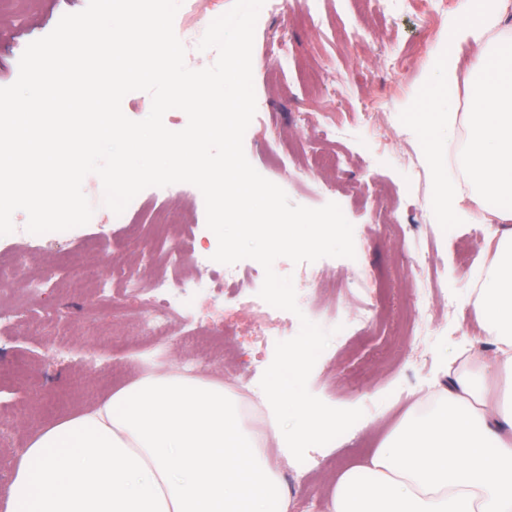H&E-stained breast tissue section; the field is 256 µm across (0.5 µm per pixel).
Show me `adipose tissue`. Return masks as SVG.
Wrapping results in <instances>:
<instances>
[{
  "mask_svg": "<svg viewBox=\"0 0 512 512\" xmlns=\"http://www.w3.org/2000/svg\"><path fill=\"white\" fill-rule=\"evenodd\" d=\"M501 0H463V23L429 66L454 101L458 43L486 42ZM473 66L472 110L449 112L447 136L466 120L463 203L444 178L441 206L458 224L491 216L496 246L470 305L494 351L448 364L436 407L408 410L374 452L338 476L327 512H512V36H499ZM503 375L491 391L487 378ZM259 435L223 382L178 368L141 376L96 404L30 435L15 464L6 512H290Z\"/></svg>",
  "mask_w": 512,
  "mask_h": 512,
  "instance_id": "obj_1",
  "label": "adipose tissue"
}]
</instances>
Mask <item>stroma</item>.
Segmentation results:
<instances>
[{
	"instance_id": "obj_1",
	"label": "stroma",
	"mask_w": 512,
	"mask_h": 512,
	"mask_svg": "<svg viewBox=\"0 0 512 512\" xmlns=\"http://www.w3.org/2000/svg\"><path fill=\"white\" fill-rule=\"evenodd\" d=\"M316 16L304 23L296 5L280 0L276 10L262 8L252 55L256 95L254 138L243 148L264 165L269 140H277L283 170L270 173L290 201L319 208L334 202L364 243V268L352 271L348 259L325 257L315 266L328 284L326 292L302 289L303 314L317 309L344 316L381 284L384 322L357 334L330 340L308 380L309 391L337 408L363 409V417L331 449L314 454L312 466L288 491L300 512H325L329 489L340 471L378 446L408 408L424 411L447 383L445 360L459 344L491 350L489 333L467 305L471 283L487 268L481 252L469 265L458 250L474 234L470 224L437 220L440 175L454 165L457 148L442 127L445 107L434 93L428 61L460 19L461 0H413L403 10L356 14L351 0H307ZM87 0H0V87L16 79L15 58L27 42L50 33L62 15L83 10ZM362 27L368 40L349 46L337 40L340 28ZM346 128L341 140L323 135L327 117ZM388 193L401 239L379 223L381 193ZM176 208L183 215L186 238L208 246L202 193L176 183L142 190L122 224L89 222L68 238L49 237L0 251L10 265L15 250L30 249V273L63 271L80 265L110 271L114 261L135 264L143 283L171 280L173 272L157 256L154 240L133 235L129 227L157 212ZM427 259L438 284L434 304L414 306L413 288L425 277ZM0 294L16 332H0V413L10 425L0 429V500L5 497L16 458L26 437L54 420L100 400L111 389L144 372V356L159 352L165 365H181L198 342L217 341L247 362L250 382H259L271 364L277 341L294 337L299 319L277 336L256 340L250 316L209 325L201 334L178 324L162 340L145 337L139 327L140 300L115 289L100 298L90 291L72 294L46 288L32 294L18 281ZM434 315L424 333L395 335L397 324Z\"/></svg>"
}]
</instances>
